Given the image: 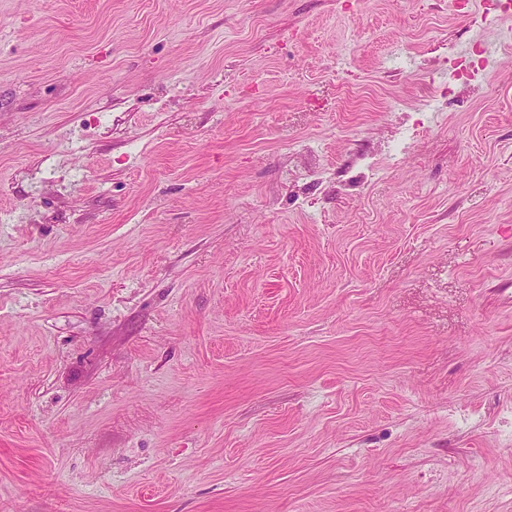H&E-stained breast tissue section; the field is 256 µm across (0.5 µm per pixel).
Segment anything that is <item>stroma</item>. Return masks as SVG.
Returning <instances> with one entry per match:
<instances>
[{"label":"stroma","mask_w":512,"mask_h":512,"mask_svg":"<svg viewBox=\"0 0 512 512\" xmlns=\"http://www.w3.org/2000/svg\"><path fill=\"white\" fill-rule=\"evenodd\" d=\"M0 512H512V17L0 0Z\"/></svg>","instance_id":"obj_1"}]
</instances>
